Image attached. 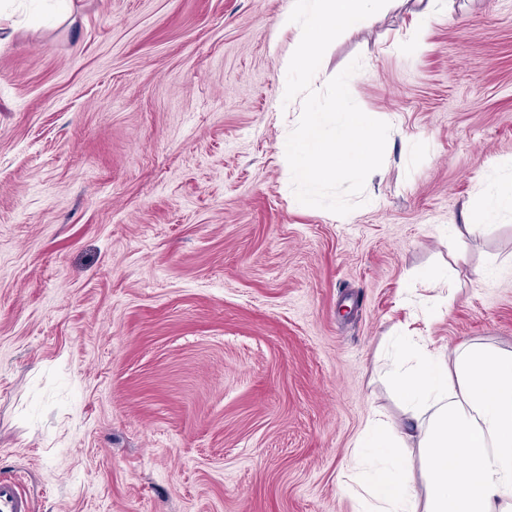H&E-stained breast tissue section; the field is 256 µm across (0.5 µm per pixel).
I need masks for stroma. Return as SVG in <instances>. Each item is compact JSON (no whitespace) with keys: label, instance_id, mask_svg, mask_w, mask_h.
Returning <instances> with one entry per match:
<instances>
[{"label":"stroma","instance_id":"35a3bbf8","mask_svg":"<svg viewBox=\"0 0 512 512\" xmlns=\"http://www.w3.org/2000/svg\"><path fill=\"white\" fill-rule=\"evenodd\" d=\"M291 0H0V477L31 512H356L345 464L396 335L512 350V0H390L353 60L390 126L344 216L278 155ZM454 268L453 288L421 280ZM482 284H475L478 271ZM503 213H512V176L487 186L479 211L473 215L470 224L448 225L449 236L466 232L478 236L486 232L493 224H487Z\"/></svg>","mask_w":512,"mask_h":512}]
</instances>
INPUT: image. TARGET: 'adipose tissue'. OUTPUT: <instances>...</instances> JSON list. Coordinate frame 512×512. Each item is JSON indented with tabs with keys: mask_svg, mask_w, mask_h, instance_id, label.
<instances>
[{
	"mask_svg": "<svg viewBox=\"0 0 512 512\" xmlns=\"http://www.w3.org/2000/svg\"><path fill=\"white\" fill-rule=\"evenodd\" d=\"M512 213V176L487 186L470 224ZM400 423L369 419L347 468L362 512H512V351L479 344L445 357L410 341L390 371Z\"/></svg>",
	"mask_w": 512,
	"mask_h": 512,
	"instance_id": "1",
	"label": "adipose tissue"
}]
</instances>
